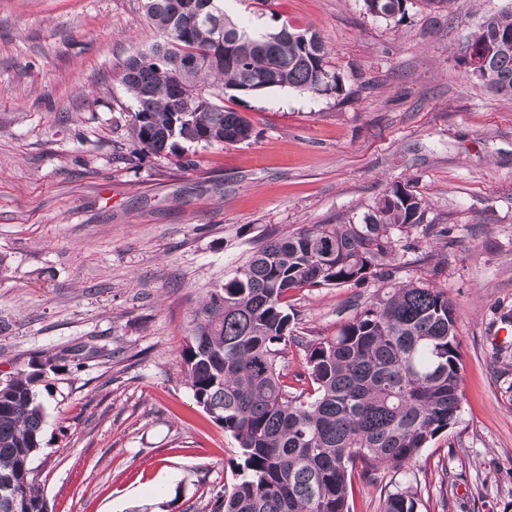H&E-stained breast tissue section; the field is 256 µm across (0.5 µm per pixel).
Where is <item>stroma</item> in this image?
<instances>
[{
  "label": "stroma",
  "instance_id": "obj_1",
  "mask_svg": "<svg viewBox=\"0 0 512 512\" xmlns=\"http://www.w3.org/2000/svg\"><path fill=\"white\" fill-rule=\"evenodd\" d=\"M512 0H226L270 30L317 31L338 94L227 100L251 137L154 155L132 142L125 59L152 44L141 0H0V378L84 345L47 373L33 459L48 512H208L240 448L181 366L192 313L271 233L360 222L394 185L428 208L391 280L288 294L293 391L305 347L391 286L458 314L459 422L410 468L353 476L351 512L409 488L418 512H512V96L466 73L467 34ZM405 3L406 0H363L368 13L387 21L396 20V22H401L405 15Z\"/></svg>",
  "mask_w": 512,
  "mask_h": 512
}]
</instances>
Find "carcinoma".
Returning <instances> with one entry per match:
<instances>
[{
	"label": "carcinoma",
	"instance_id": "1",
	"mask_svg": "<svg viewBox=\"0 0 512 512\" xmlns=\"http://www.w3.org/2000/svg\"><path fill=\"white\" fill-rule=\"evenodd\" d=\"M406 0H363L379 18L402 21ZM159 40L126 59L120 81L133 105L140 151L185 152L247 140L252 127L224 107L272 89L311 95L342 89L325 45L309 29L270 32L235 22L224 0H142ZM485 67L474 78L512 96V6L469 33ZM425 199L396 184L359 224H316L269 238L234 276L212 288L193 312L181 364L196 403L241 449L239 479L211 512H350V472L402 469L460 418L461 352L456 313L442 292L400 285L336 331L306 345L303 379L292 393L282 359L291 336L288 292L304 286L360 283L390 274L401 245L394 236L421 223ZM47 355L0 386V512L3 487L47 512L35 475L24 469L41 445L44 409L38 387ZM414 494H388L383 512H416Z\"/></svg>",
	"mask_w": 512,
	"mask_h": 512
}]
</instances>
